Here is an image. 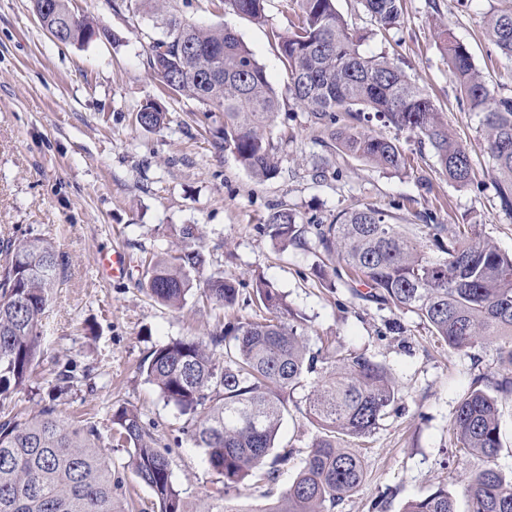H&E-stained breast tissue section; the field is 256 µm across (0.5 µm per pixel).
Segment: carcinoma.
Returning <instances> with one entry per match:
<instances>
[{
  "instance_id": "cac0c4a2",
  "label": "carcinoma",
  "mask_w": 512,
  "mask_h": 512,
  "mask_svg": "<svg viewBox=\"0 0 512 512\" xmlns=\"http://www.w3.org/2000/svg\"><path fill=\"white\" fill-rule=\"evenodd\" d=\"M40 2L32 0L41 28H67L69 0H49L45 12ZM127 2L129 8L154 16L163 29L164 36L149 47L147 66L164 90L222 113L224 122L212 146L231 154L254 176L273 177L275 146L267 129L279 111V98L237 32L225 25L190 23L169 9L171 0ZM266 2L220 0L224 10L255 23L265 22ZM289 2L288 29L272 28L269 37L279 52L290 97L329 131V147L384 170L411 167V157L395 140L358 125L374 118L428 141L448 179L460 187L470 185L474 169L469 148L455 138L424 89L387 56L362 53L335 0ZM361 2L380 30L397 27L403 18L404 0ZM484 30L498 53L512 60V5L488 15ZM443 50L468 110L482 114L480 136L494 164L499 203L512 214V96L495 94L467 49L449 35ZM165 119L156 103L136 113L146 130L161 128ZM265 228L284 247L312 243L336 256L351 283L369 287L373 299L416 314L450 349L462 352L478 343L492 344L512 362V256L475 230L427 225L446 254L434 260L421 242L371 205L344 211L328 224L305 227L295 210L281 204L268 215ZM142 263L151 296L178 305L207 258L189 244L168 259ZM60 269V256L46 238L0 245V403L28 379ZM252 288L273 317L229 322L202 338L172 340L150 351L140 364L161 397L186 417L185 439L204 449L216 503L193 504L183 496L172 479L169 457L155 446L138 412L120 406L112 413L128 467L153 492L159 512H335L364 479L360 455L341 447L339 437L372 434L398 401L384 366L363 353L326 356L312 351L308 336L282 320L291 314L286 295L261 276ZM204 293L230 308L239 283L211 277ZM228 335L234 344L227 347ZM220 346L221 359L215 356ZM320 364L326 367L325 376L308 397V414L319 435L292 484L263 509L222 505L248 477L276 483L280 467L294 452H274L288 396ZM499 394L512 395L511 377L495 380L489 388L474 387L453 420L456 447L483 459L465 488L470 512H512V479L506 480L494 464L501 445ZM96 440L94 426L66 427L50 407L30 420L1 415L0 512H116L121 481L112 479V466ZM402 512L456 510L448 491L440 488L407 502Z\"/></svg>"
}]
</instances>
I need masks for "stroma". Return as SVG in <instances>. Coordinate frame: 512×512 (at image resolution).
I'll return each instance as SVG.
<instances>
[{
    "instance_id": "35a3bbf8",
    "label": "stroma",
    "mask_w": 512,
    "mask_h": 512,
    "mask_svg": "<svg viewBox=\"0 0 512 512\" xmlns=\"http://www.w3.org/2000/svg\"><path fill=\"white\" fill-rule=\"evenodd\" d=\"M511 0H404L398 29L381 36L359 0H336L361 51L387 54L404 67L442 108L474 159L472 184L448 181L430 145L391 127L384 136L413 154L414 168L381 170L324 147L325 132L290 98L268 31L287 29L284 0H268L266 25L225 13L214 0H173L174 12L204 26L229 25L264 66L279 95L271 125L278 173L259 180L204 136L209 121L194 100L162 94L146 64L148 47L162 35L145 13L124 0H70L76 16L93 18L111 39L64 45L46 34L31 0H0V240L42 236L63 260L43 316L31 377L7 401L31 418L55 405L69 424L95 425L99 446L119 478L125 512H158L151 491L128 466L125 447L113 438L112 411L136 410L159 448L168 451L173 478L185 497L212 490L202 449L179 441L184 416L165 403L141 374L142 359L173 339L207 335L219 323L258 321L266 315L250 280L263 275L283 292L310 337L311 348L358 352L384 365L398 390L397 409L368 438L352 441L364 480L337 512H401L403 504L447 489L457 512H469L464 492L477 460H463L453 442L456 409L480 376H512V363L494 346L465 352L448 348L415 314L353 294L347 280L319 279L335 258L317 250L285 248L263 224L284 203L306 221L330 222L340 211L372 205L392 215L410 236L425 241L426 221L475 226L503 253L512 254V215L495 198L493 164L481 145L480 116L461 104L448 76L442 28L471 54L497 94L512 95V61L484 35V17ZM167 113L163 128L135 121L147 101ZM197 227L208 263L195 276L182 306L150 297L142 268L122 280L99 275L103 253L119 248L130 257H168L184 246V225ZM240 282L233 308L207 300L208 278ZM75 378L60 387L57 374ZM321 379L303 377L288 399L276 438L294 456L275 484L247 482L234 506L275 500L301 468L318 430L306 415V398Z\"/></svg>"
}]
</instances>
